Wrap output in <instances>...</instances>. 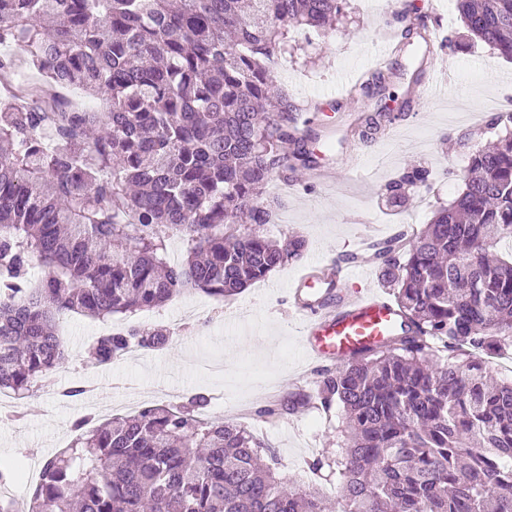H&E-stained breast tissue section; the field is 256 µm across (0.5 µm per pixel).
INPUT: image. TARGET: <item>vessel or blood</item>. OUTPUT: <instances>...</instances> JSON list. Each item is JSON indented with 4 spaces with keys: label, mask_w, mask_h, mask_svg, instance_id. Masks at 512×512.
<instances>
[{
    "label": "vessel or blood",
    "mask_w": 512,
    "mask_h": 512,
    "mask_svg": "<svg viewBox=\"0 0 512 512\" xmlns=\"http://www.w3.org/2000/svg\"><path fill=\"white\" fill-rule=\"evenodd\" d=\"M449 59L431 70L422 95H442ZM291 316L300 327L313 361L341 362L351 351L383 342L396 327L395 307L383 296L354 282L351 271L323 265L308 270L291 286Z\"/></svg>",
    "instance_id": "1"
}]
</instances>
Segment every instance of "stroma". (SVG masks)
Here are the masks:
<instances>
[{
  "label": "stroma",
  "instance_id": "obj_1",
  "mask_svg": "<svg viewBox=\"0 0 512 512\" xmlns=\"http://www.w3.org/2000/svg\"><path fill=\"white\" fill-rule=\"evenodd\" d=\"M392 0H350L348 16L336 31L323 38H307L290 30L294 54L275 57L271 67L298 104L314 101L319 109L306 112L302 121L310 137L308 149L320 165L332 168L337 183L323 186L308 171L293 173V189L280 180L268 185L280 206L266 235L277 241L289 236L307 242L301 261L272 271L241 293L216 301L198 291H185L149 315L134 316L145 329H169V319L186 302L201 304L196 318L171 331L168 343L142 355L112 364H95L89 347L97 320L70 316L64 325L68 360L52 373L53 389L40 390L19 401L16 413L0 418V455L16 472L18 497L31 488L20 479L21 470L42 467L73 438L72 425L93 411L96 397L115 400L116 413H126L125 398L133 391L148 392L152 405L188 403L206 395L207 406L198 414L206 420L233 419L240 404H266L268 396L282 399L295 393L315 392L316 382L300 380L302 371L318 372L290 317L289 285L307 265L330 263L353 252L366 233L386 239L399 230L425 228L441 205L451 203L463 189L468 158L476 149L497 140L501 127L492 125L503 86H512V59L497 49L462 36L456 0H416L422 22L438 41L453 39L446 55L452 74L444 96L422 99L410 93L419 63L426 52L417 37L405 39L400 54L378 64L373 50L384 41L391 19ZM383 69V93L349 97L351 78ZM404 104L401 119L390 131L367 137L354 135L388 102ZM360 167L349 174L350 155ZM408 165L427 167L431 176L424 196L410 194L392 205L386 184ZM80 385L86 390L76 402L64 401L62 389ZM341 412L301 408L272 421L256 417L244 424L275 453L277 471L288 483L308 482L309 463L321 453L335 451Z\"/></svg>",
  "mask_w": 512,
  "mask_h": 512
}]
</instances>
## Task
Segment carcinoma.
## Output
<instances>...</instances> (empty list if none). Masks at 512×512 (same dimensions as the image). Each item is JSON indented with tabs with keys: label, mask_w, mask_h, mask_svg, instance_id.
<instances>
[{
	"label": "carcinoma",
	"mask_w": 512,
	"mask_h": 512,
	"mask_svg": "<svg viewBox=\"0 0 512 512\" xmlns=\"http://www.w3.org/2000/svg\"><path fill=\"white\" fill-rule=\"evenodd\" d=\"M466 36L512 56V0H457ZM346 0H0V391L23 399L68 360L57 321L109 320L184 289L217 300L290 261L305 241L259 232L270 181L314 166L298 105L268 62L288 26L326 35ZM98 97L92 112L62 96ZM429 178L410 166L398 201ZM178 237L179 263L168 258ZM512 130L469 159L463 191L429 224L377 244L400 328L319 372L316 401L343 413L345 452L310 463L336 475L292 489L269 447L233 421L154 405L94 425L42 466L24 512H512V380L484 357L512 347ZM47 273L35 284L33 261ZM165 334L129 327L96 339L106 365ZM308 396L274 401V419Z\"/></svg>",
	"instance_id": "1"
}]
</instances>
